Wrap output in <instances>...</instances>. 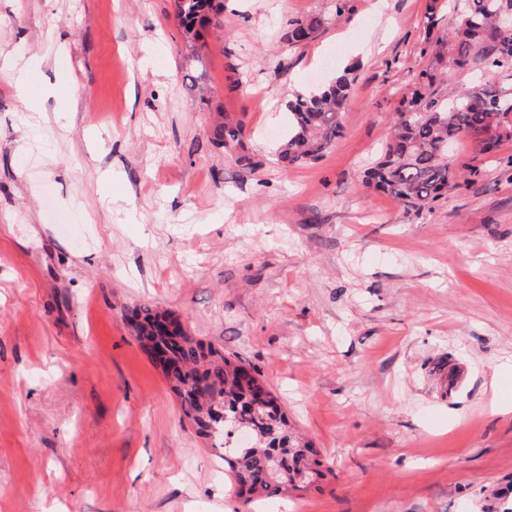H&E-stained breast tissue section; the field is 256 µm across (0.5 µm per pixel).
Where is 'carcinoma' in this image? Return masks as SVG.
Here are the masks:
<instances>
[{
  "mask_svg": "<svg viewBox=\"0 0 512 512\" xmlns=\"http://www.w3.org/2000/svg\"><path fill=\"white\" fill-rule=\"evenodd\" d=\"M176 14L186 35L198 28L220 26L221 3L215 0H175ZM460 23L449 37L437 40L436 64L421 70L403 97L389 137L367 168L365 184L392 196L408 212L432 209L455 186L454 158L448 142L468 138L481 154H491L512 141V0H458ZM325 21L320 16L286 22L289 44L314 40ZM451 54L456 70H478L464 90L451 88L448 69L439 66ZM356 81L355 67L346 65L328 82L288 100L290 131L277 151L284 171L322 158L342 136L341 116L348 108ZM217 144L237 143L240 124L218 120L212 128ZM135 337L149 353L161 359L170 391L180 400L197 432L224 433L222 415L251 433L252 443L232 449L228 461L243 504L269 499L290 489L320 483L326 472L317 451L290 424L276 398L270 408L251 409L259 390L258 378L238 364L184 334L181 327L167 330L169 315L152 313L148 306L137 314ZM305 481L296 487L295 477Z\"/></svg>",
  "mask_w": 512,
  "mask_h": 512,
  "instance_id": "carcinoma-1",
  "label": "carcinoma"
}]
</instances>
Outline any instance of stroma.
<instances>
[{
	"instance_id": "1",
	"label": "stroma",
	"mask_w": 512,
	"mask_h": 512,
	"mask_svg": "<svg viewBox=\"0 0 512 512\" xmlns=\"http://www.w3.org/2000/svg\"><path fill=\"white\" fill-rule=\"evenodd\" d=\"M223 3L189 41L173 0H0V512H244L132 334L145 306L240 360L331 468L263 512H483L512 493V143L459 144L418 214L363 184L455 15ZM36 58L65 105L23 110ZM347 64L342 138L282 171L287 101ZM221 115L239 144L212 143ZM325 21L321 16L292 19L286 22V38L292 46H301L314 40Z\"/></svg>"
}]
</instances>
